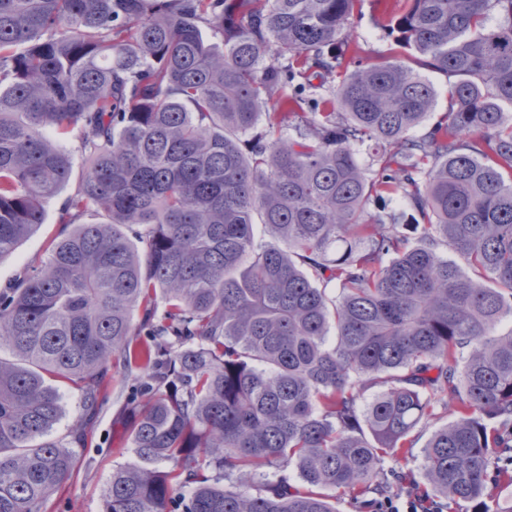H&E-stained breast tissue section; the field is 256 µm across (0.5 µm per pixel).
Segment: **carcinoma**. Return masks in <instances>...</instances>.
<instances>
[{
    "label": "carcinoma",
    "instance_id": "cac0c4a2",
    "mask_svg": "<svg viewBox=\"0 0 512 512\" xmlns=\"http://www.w3.org/2000/svg\"><path fill=\"white\" fill-rule=\"evenodd\" d=\"M359 2L0 0V258L72 178L47 130L89 159L0 289V512L76 470L54 383L78 445L119 361L135 462L103 512L363 507L443 415L422 493L512 512V0H374L410 50L377 63ZM422 69L452 81L418 135ZM51 135L71 152L74 160V173L65 190L46 205V224L38 226L33 233L19 243L11 254L0 259V288L15 282L26 270L41 265L47 260L51 241L64 227L63 224H58L59 207L68 196L74 193L79 176L86 164L85 156L78 148V131L75 130L66 137ZM60 386L65 392L63 411L59 422L54 426L50 434V438L65 444L70 442L72 428L82 414V402L80 392L63 385Z\"/></svg>",
    "mask_w": 512,
    "mask_h": 512
}]
</instances>
